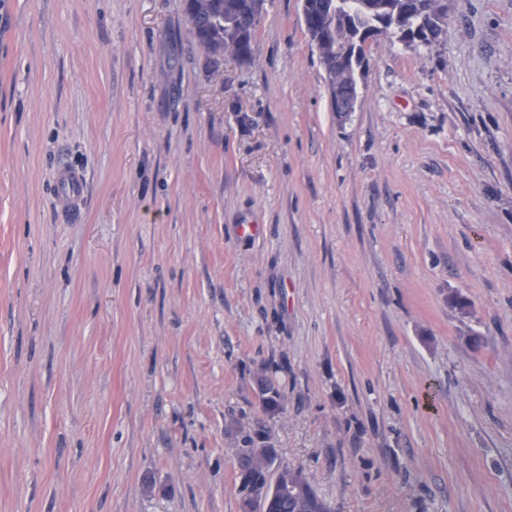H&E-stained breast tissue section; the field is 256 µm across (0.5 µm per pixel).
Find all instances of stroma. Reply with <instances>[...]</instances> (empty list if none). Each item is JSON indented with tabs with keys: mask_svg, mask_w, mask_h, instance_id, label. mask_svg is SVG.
Here are the masks:
<instances>
[{
	"mask_svg": "<svg viewBox=\"0 0 512 512\" xmlns=\"http://www.w3.org/2000/svg\"><path fill=\"white\" fill-rule=\"evenodd\" d=\"M449 8L341 118L300 0L247 62L0 0V512H241L247 433L333 512H512V0Z\"/></svg>",
	"mask_w": 512,
	"mask_h": 512,
	"instance_id": "1",
	"label": "stroma"
}]
</instances>
